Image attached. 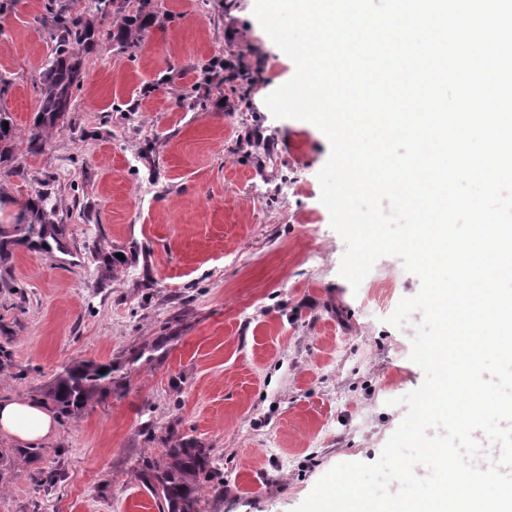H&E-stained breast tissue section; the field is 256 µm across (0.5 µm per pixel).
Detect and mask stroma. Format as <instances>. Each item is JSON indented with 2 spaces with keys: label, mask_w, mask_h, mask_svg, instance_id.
Wrapping results in <instances>:
<instances>
[{
  "label": "stroma",
  "mask_w": 512,
  "mask_h": 512,
  "mask_svg": "<svg viewBox=\"0 0 512 512\" xmlns=\"http://www.w3.org/2000/svg\"><path fill=\"white\" fill-rule=\"evenodd\" d=\"M254 2L144 0L133 48L107 15L53 119L39 110L52 12L96 0H0V113L17 135L0 143V228L22 215L63 230L62 248L16 241L0 258V400L41 402L75 361L124 378L57 422L39 469L0 463V512H159L134 466L149 419L212 448L224 492H203L201 512H294L334 466L379 459L405 413L395 398L424 381L420 314L385 322L420 280L395 256L359 288L339 275L318 180L330 144L267 108L295 64ZM217 56L252 67L246 100L207 71ZM44 194L54 211L32 210ZM159 336L166 353L129 363Z\"/></svg>",
  "instance_id": "35a3bbf8"
}]
</instances>
